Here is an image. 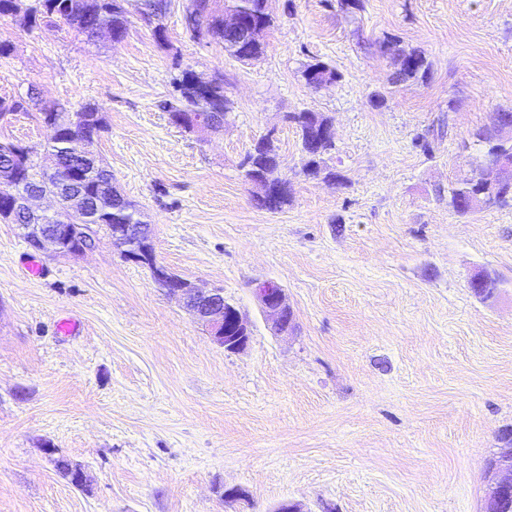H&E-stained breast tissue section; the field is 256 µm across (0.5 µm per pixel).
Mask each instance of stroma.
I'll return each instance as SVG.
<instances>
[{
  "label": "stroma",
  "instance_id": "stroma-1",
  "mask_svg": "<svg viewBox=\"0 0 512 512\" xmlns=\"http://www.w3.org/2000/svg\"><path fill=\"white\" fill-rule=\"evenodd\" d=\"M141 3L126 0L118 44L0 19V98L38 102L0 137L41 154V107L95 104V151L151 225L157 264L223 289L250 341L224 350L104 230L47 256L0 223V512H484L485 462L512 429V207L460 215L448 189L484 163L474 133L512 108V0H268L248 62L193 38L187 0L158 41ZM387 35L425 53L427 80L389 84L374 46ZM318 61L339 78L316 89L301 71ZM184 69L223 77V131L160 109ZM304 110L335 125V182L303 171L285 117ZM267 135L292 187L275 212L241 167ZM481 272L492 300L470 288ZM266 281L293 309L288 334L256 303Z\"/></svg>",
  "mask_w": 512,
  "mask_h": 512
}]
</instances>
